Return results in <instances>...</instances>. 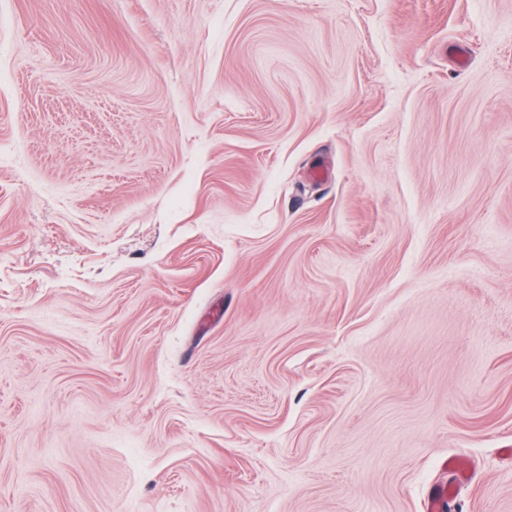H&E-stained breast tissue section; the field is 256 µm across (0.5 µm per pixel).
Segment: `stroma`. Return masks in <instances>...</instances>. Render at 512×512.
<instances>
[{
    "mask_svg": "<svg viewBox=\"0 0 512 512\" xmlns=\"http://www.w3.org/2000/svg\"><path fill=\"white\" fill-rule=\"evenodd\" d=\"M448 483L512 512V0H0V512Z\"/></svg>",
    "mask_w": 512,
    "mask_h": 512,
    "instance_id": "obj_1",
    "label": "stroma"
}]
</instances>
